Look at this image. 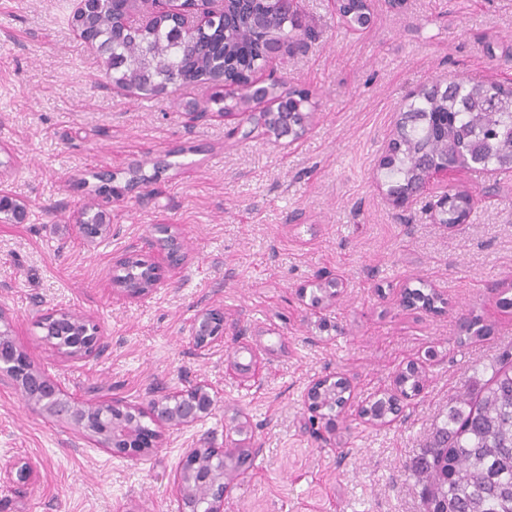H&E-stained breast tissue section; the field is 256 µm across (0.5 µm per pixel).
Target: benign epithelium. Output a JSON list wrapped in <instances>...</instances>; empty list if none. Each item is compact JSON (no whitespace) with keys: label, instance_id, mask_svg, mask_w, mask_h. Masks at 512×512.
<instances>
[{"label":"benign epithelium","instance_id":"benign-epithelium-1","mask_svg":"<svg viewBox=\"0 0 512 512\" xmlns=\"http://www.w3.org/2000/svg\"><path fill=\"white\" fill-rule=\"evenodd\" d=\"M132 0H77L74 18L88 20L78 29L80 37L104 55H111L110 42L101 40L93 22L112 16L113 5L128 4ZM228 0H188L187 5L172 9L173 26L170 36L181 37L204 27L206 19L224 16ZM153 16L140 21L128 10L120 18L126 30H143L152 25ZM252 125L268 136L281 139L300 133L293 123V113L280 106L279 111L249 113ZM459 170L457 162L447 157L424 168L422 183L448 180V174ZM475 203L472 193L461 191L440 197L435 204L438 217L453 207L458 223ZM0 215L8 224H22L26 209L17 199L0 192ZM79 233L88 243L109 234L112 224L107 211L95 204L84 208L77 219ZM320 289L328 300L336 299L343 288L340 279L320 276ZM44 341L63 361L79 360L94 356L103 350V337L97 322L90 316L70 308L58 306L43 314ZM234 336L245 335V329L237 321L228 322L222 308H206L195 316L192 336L200 348H205L224 338L227 331ZM0 372L8 373L16 382L31 374L38 379L42 411L60 417L74 426L94 448H100L117 457L145 459L161 447L162 429H188L204 421L215 405V392L207 381H197L188 389L173 394L153 392L144 403L131 404L122 400L82 403L79 399L63 394L60 385L41 373L31 362L26 351L16 342L12 320L0 308ZM343 410H351L362 422L369 425L391 424L403 414L408 398L397 384L379 392L385 402L383 415L375 417L373 401L355 399V390L347 379ZM336 388V375L329 374L313 380L303 393V403L323 421L321 434L336 433V413H322L336 397L330 390ZM262 452V446L254 441L234 448L214 446L209 435H202L192 448L184 451L183 460L174 474L173 488L178 502V512H224V500L236 482L247 474L248 464Z\"/></svg>","mask_w":512,"mask_h":512}]
</instances>
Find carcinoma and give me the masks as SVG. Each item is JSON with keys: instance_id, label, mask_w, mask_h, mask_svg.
I'll return each instance as SVG.
<instances>
[{"instance_id": "1", "label": "carcinoma", "mask_w": 512, "mask_h": 512, "mask_svg": "<svg viewBox=\"0 0 512 512\" xmlns=\"http://www.w3.org/2000/svg\"><path fill=\"white\" fill-rule=\"evenodd\" d=\"M365 5L349 0L343 15L354 26L364 25ZM232 19L211 25L173 41L163 35L168 17H156L152 28L134 35L112 38V58L125 65L112 70V84L129 88L142 83L139 70L146 66L168 79L177 74L180 84L210 83L219 74L238 82L243 93L213 99L218 110L233 112L253 103L252 74L267 66L266 43L297 44V0H240L229 5ZM266 17L263 30L253 25V16ZM283 84L266 85L265 97L288 99L298 121L305 120L308 95L280 92ZM412 125L401 132V151L387 164V177L400 190L419 180L426 159L446 151L456 152L463 165L484 168L500 166L512 154V91L496 84L456 79L442 87L433 84L409 105ZM452 112L456 123L432 129L422 120L427 114ZM150 266L133 261L119 269L115 280H150ZM402 393L417 395L423 377L411 372L399 378ZM421 477L423 512H512V360L503 359L476 396H460L448 406L443 424L412 466Z\"/></svg>"}]
</instances>
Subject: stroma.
Instances as JSON below:
<instances>
[{"instance_id":"35a3bbf8","label":"stroma","mask_w":512,"mask_h":512,"mask_svg":"<svg viewBox=\"0 0 512 512\" xmlns=\"http://www.w3.org/2000/svg\"><path fill=\"white\" fill-rule=\"evenodd\" d=\"M353 29L336 0H299L311 37L280 55L277 77L306 92L299 137H228L214 88L186 85L145 96L117 90L105 60L75 31V0H0V190L22 199L21 224H0V307L35 367L69 396L135 404L205 380L216 402L191 430H166L151 457L91 447L65 421L32 409L0 373V512H177L175 471L200 435L222 445L236 418L262 445L224 512H422L411 465L448 413L512 353V172L464 169L401 207L379 161L410 94L436 79L512 85V0H370ZM172 166L154 176L157 158ZM149 182L106 205L112 231L94 243L76 216L84 180L109 168L124 186L132 165ZM493 198L448 228L434 204L447 191ZM180 237L170 267L147 246L156 227ZM158 268L151 294L116 290L113 259L130 247ZM340 275L335 303L311 304L322 272ZM436 288L441 312L409 311L404 288ZM93 316L105 347L61 361L42 339L53 306ZM223 308L245 330L235 352L198 349L196 313ZM478 316L489 339L459 343L458 322ZM435 350L422 390L396 423L370 427L351 413L336 438L317 440L302 392L335 374L368 396L404 361ZM256 372H249V364ZM32 460L25 483L7 471Z\"/></svg>"}]
</instances>
